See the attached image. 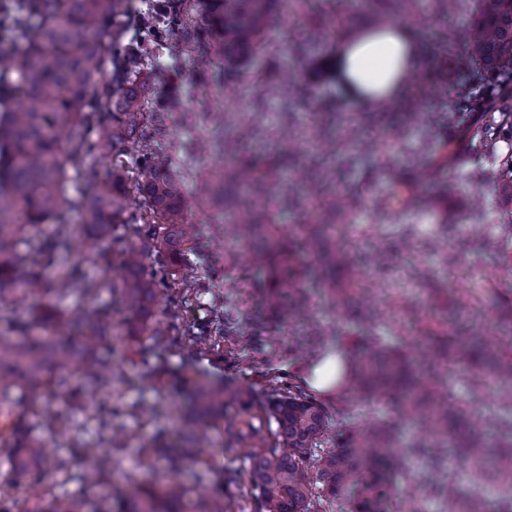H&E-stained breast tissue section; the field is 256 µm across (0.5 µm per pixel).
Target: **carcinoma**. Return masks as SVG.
<instances>
[{
  "mask_svg": "<svg viewBox=\"0 0 512 512\" xmlns=\"http://www.w3.org/2000/svg\"><path fill=\"white\" fill-rule=\"evenodd\" d=\"M384 24L417 17V0H386ZM452 15L471 13L461 68L468 82L448 98V118L474 112L481 124L470 140L489 146L488 131L512 140V122L498 112L512 110V0H434ZM206 27L197 30L181 13L155 14L139 40L112 43L107 22L122 0H0V22L13 29L17 47L0 50V73L15 75L25 102L0 109V301L14 294L43 299L77 292L95 296L97 283L83 264L107 263L109 253L122 258L120 297L130 312L128 335L140 347L176 339L184 347L205 344L201 351L224 357L226 347L242 335L246 323L222 304H214L206 323L185 320L180 313L202 302L200 281L216 278L208 255L198 246L199 226L186 223L185 167L218 150L233 161L230 173L196 185L199 203L211 202L218 212L224 264L236 263L240 247H251L259 264L274 268L285 287L269 298L270 308L290 317L310 310L298 287L301 269L296 252L310 249L327 265L349 262L336 249L342 227L351 223L358 206L354 197H328L324 214L310 224H278L259 209L267 196V175L241 156L253 138L249 127L234 140L198 138L178 148L170 145L175 102L152 101L168 71L158 61L172 47L199 65L217 63L234 72L263 48L262 34L274 10L289 0H202ZM173 32L174 43L167 42ZM118 169L101 187L95 177L98 161ZM305 183L323 188L332 173L319 166L301 167ZM81 180L88 191L70 194L69 184ZM406 195L396 194L401 208L422 209L428 193L404 181ZM494 188L512 204V156L499 164ZM161 238L153 270L145 275V252L137 243ZM81 245L82 261L67 256ZM166 299L162 316L154 312L158 296ZM53 306L25 321L3 320L0 332V453L6 461L0 491V512H15L9 492L24 475L49 460L47 448L63 429L77 426L73 413L80 395L108 381L111 372L98 354V343L112 336L109 307L92 305L56 322ZM431 345L433 357L454 366L491 367V373L512 384V330L490 356L477 342L461 344L445 323L431 321L416 328ZM304 343L331 352L336 330L314 326ZM272 394L262 398L240 384L197 382L188 389L194 407L184 421L183 448L162 440L144 443L149 465L158 461L156 487L143 494L112 479V451L128 438L112 428V414L99 407L92 463L84 484L91 498L74 493L53 496L34 512H335L344 503L350 512H390L391 479L407 469L413 456L428 458L414 474L416 493L403 512H421L417 491L430 487L440 512H512V437L490 449L483 429L512 432V419L495 413L483 423L473 410L451 402L448 389L413 367L409 355L396 354L369 338L364 353L344 356L340 377L319 399L297 379L276 376ZM41 390L28 402L29 414L16 411L11 389ZM374 393L387 395L400 420H411L435 442L401 450L398 428L384 422L358 427L339 403ZM222 431L224 457L249 452L246 470L224 469L221 492L191 503L192 490L169 474L193 458L197 430ZM453 443L459 460L472 475L468 493L461 492L457 473L448 466L444 447ZM321 488L315 494L313 490Z\"/></svg>",
  "mask_w": 512,
  "mask_h": 512,
  "instance_id": "obj_1",
  "label": "carcinoma"
}]
</instances>
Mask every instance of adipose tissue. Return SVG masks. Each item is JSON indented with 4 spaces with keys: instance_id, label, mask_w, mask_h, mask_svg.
Wrapping results in <instances>:
<instances>
[{
    "instance_id": "1",
    "label": "adipose tissue",
    "mask_w": 512,
    "mask_h": 512,
    "mask_svg": "<svg viewBox=\"0 0 512 512\" xmlns=\"http://www.w3.org/2000/svg\"><path fill=\"white\" fill-rule=\"evenodd\" d=\"M418 44L407 26L355 37L339 54L350 92L369 102L392 100L403 89L417 62Z\"/></svg>"
}]
</instances>
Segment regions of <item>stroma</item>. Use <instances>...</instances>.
Masks as SVG:
<instances>
[{"instance_id": "obj_1", "label": "stroma", "mask_w": 512, "mask_h": 512, "mask_svg": "<svg viewBox=\"0 0 512 512\" xmlns=\"http://www.w3.org/2000/svg\"><path fill=\"white\" fill-rule=\"evenodd\" d=\"M419 3L423 13L413 26L421 45L419 65L402 95L382 106L352 97L336 77L340 39L376 25L377 15L373 9L356 6L335 16L333 0H298L288 11L275 13L265 31L264 48L230 82L222 71L198 73L184 58L166 52L162 63L174 83L157 86L154 95L164 101L178 93L181 111L192 115L191 120L174 123L175 141L211 133V114L220 109L225 126L247 122L259 136L280 142L282 150L291 152L301 165L315 159L313 144L318 136L332 135L341 123L356 120L357 144L343 148L327 166L335 173L337 191L358 197L353 222L370 233L355 235L349 264L336 272L342 294L322 293L324 259L316 252L304 255L310 273L303 286L314 298L312 319L336 327L346 350L368 336L378 337L389 347H407L417 323L441 315L480 337L493 353L498 323L512 317V237L499 236L501 224L512 220V205L494 191L491 156L512 149L500 142L493 153L484 152L465 133L473 114L448 113L449 88L466 80L456 58L463 48L468 13L450 18L431 8V0ZM406 158L416 171L429 174L434 202L422 212L406 210L399 223L389 224L379 219V203L392 197L398 166ZM405 224L410 234H402ZM461 224L469 225L467 236H458ZM437 240L453 252L452 267H445L431 252ZM378 245L386 250V261L380 266L370 259ZM120 261L116 254L110 266H88L90 277L100 285L96 298L73 294L58 303V310L70 312L109 302L113 323L123 321L127 310L116 302L112 290ZM420 263L447 280L445 293H435L418 278ZM238 276V271H225L223 286L213 290L225 307L236 310L247 323L246 335L237 345L238 360L189 356L176 344L140 354L127 337L116 336L100 346L115 376L84 396V408L105 407L112 412L113 426L161 436L175 448L180 439L173 421L181 415L187 377L245 382L263 396L271 391L268 369L305 377L310 361L296 349L306 333L303 321L287 320L276 340H268L264 324L255 315L271 282L262 271L251 273L244 282ZM259 344L268 364L248 359ZM432 371L438 379L448 380L454 402L474 406L481 413L500 410L502 397L512 390L494 382L486 371L467 370L451 377L439 362ZM93 438L90 429L80 438L58 437L49 452L66 460V475L43 471L39 483L26 486L17 512H31L48 494L75 492L89 466L84 450Z\"/></svg>"}]
</instances>
